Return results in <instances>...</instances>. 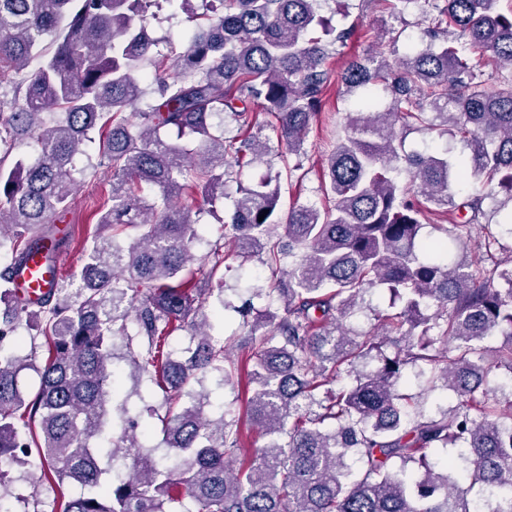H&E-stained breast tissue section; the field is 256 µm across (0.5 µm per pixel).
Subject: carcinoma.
I'll return each mask as SVG.
<instances>
[{
    "mask_svg": "<svg viewBox=\"0 0 512 512\" xmlns=\"http://www.w3.org/2000/svg\"><path fill=\"white\" fill-rule=\"evenodd\" d=\"M322 2L0 0V247L10 256L0 267V497L35 457L43 479L83 489L60 512H172L185 499L186 512H512V388L499 375L512 374V254L497 257L490 230L512 226V8L427 0L437 11L427 41L393 63L348 62L341 81L357 99L323 165L332 205L283 212L278 174L239 182L232 197L236 170L268 163V129L287 174L303 169L330 60L357 36L326 29ZM165 5L197 21L166 52L147 32ZM316 28L324 37L309 36ZM258 100L261 112L249 107ZM230 124L244 135H226ZM412 131L458 135L462 154L408 151ZM26 138L39 149L30 164L14 155ZM94 143L96 157L76 169ZM101 168L112 181L80 273L21 296L15 275L31 255L74 240L71 229L55 238L54 224L75 174ZM460 177L480 190L458 203ZM200 187L212 214L232 198L224 236L271 273L253 296L282 302L280 313L256 312L251 352L238 356L211 333L224 245L196 256L199 219L178 204ZM434 206L451 222L445 237L424 238ZM477 229L466 264L457 252ZM375 289L389 292L390 310L371 307L373 322L352 327ZM185 330L197 344L176 358L165 346ZM117 336L134 374L177 406L161 419L166 455L125 408L121 442L109 438ZM27 339L47 352L32 397L18 384ZM408 367L451 393L448 405L427 414L422 394L401 391ZM206 370L221 387L254 386L249 415L266 443L249 461L235 420L209 414V391L186 389ZM440 448L457 454L439 461ZM127 459L131 473L112 478Z\"/></svg>",
    "mask_w": 512,
    "mask_h": 512,
    "instance_id": "cac0c4a2",
    "label": "carcinoma"
}]
</instances>
